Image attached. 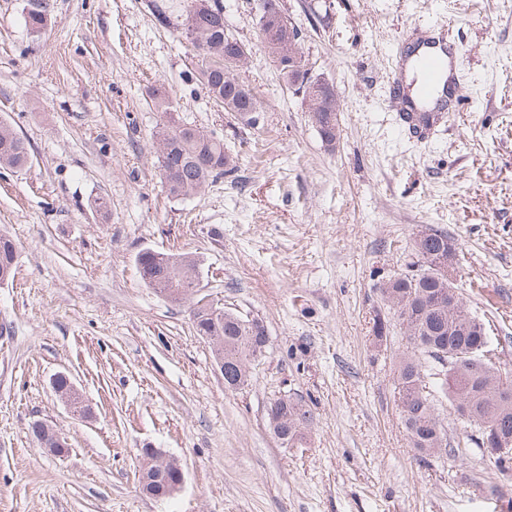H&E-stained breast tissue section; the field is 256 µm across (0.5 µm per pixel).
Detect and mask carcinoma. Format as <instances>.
I'll use <instances>...</instances> for the list:
<instances>
[{"label":"carcinoma","mask_w":512,"mask_h":512,"mask_svg":"<svg viewBox=\"0 0 512 512\" xmlns=\"http://www.w3.org/2000/svg\"><path fill=\"white\" fill-rule=\"evenodd\" d=\"M184 18L191 19L197 31L192 41L201 62V76L208 93L224 104V111L237 113L242 124L251 126L262 104L252 92H242L231 84L224 64L210 57L216 47L231 56L237 44L224 28V5L220 0H192ZM155 108L166 121L157 133L158 163L161 179L168 194L176 199L196 195L210 180L232 172L225 167L224 140L174 117L172 103L160 94L154 97ZM340 102L325 100L307 107L310 119L321 138L331 144L336 139V112ZM29 159L26 141L7 125L0 123V168H22ZM456 248L448 234L428 229L414 240V270L390 278L380 286L382 301L397 316L408 336L410 350L403 354L395 369L394 393L418 459L427 460L447 450L442 442L447 432L437 413L439 398L448 399L457 415L467 411L476 416L467 424L475 429L468 435L494 466L512 470V454L493 455L484 447V437L496 435L512 441V384L507 390L494 385L499 371L495 367V349L486 346L489 336L484 323L472 316L463 300L448 308V248ZM15 245L0 234V270H14ZM136 265L142 281L165 293L173 302L191 300L199 277L196 260L185 254H170L145 249L138 253ZM214 317L203 307L192 314L195 332L210 338L216 356L224 360V388L236 391L249 382V366L267 349L268 336L263 320L249 318L229 308ZM270 429L281 445L293 446L304 439L313 422L311 409L291 396L283 395L270 402L267 410ZM173 468L154 474L142 490L161 498L175 480Z\"/></svg>","instance_id":"carcinoma-1"}]
</instances>
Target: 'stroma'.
Segmentation results:
<instances>
[{
	"label": "stroma",
	"instance_id": "1",
	"mask_svg": "<svg viewBox=\"0 0 512 512\" xmlns=\"http://www.w3.org/2000/svg\"><path fill=\"white\" fill-rule=\"evenodd\" d=\"M152 2L49 0L36 35L31 0H0V121L30 149L26 167L0 169V234L16 244L0 285V512H503L512 472L482 458L449 402L451 450L419 462L394 394L409 344L397 318L380 344L373 323L416 235L445 232L458 291L512 373V0H281L312 75L338 93L331 145L267 59L254 0H224L250 50L236 76L263 105L252 126L209 97ZM441 20L464 97L419 141L387 92L390 54ZM158 88L235 162L186 199L160 180ZM146 248L194 257L200 294L264 321L247 387L225 389L189 304L141 281ZM62 373L91 416L55 393ZM284 394L315 416L293 448L267 424ZM36 421L67 455L38 447ZM148 444L184 469L169 497L138 485Z\"/></svg>",
	"mask_w": 512,
	"mask_h": 512
}]
</instances>
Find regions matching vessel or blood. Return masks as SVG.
Instances as JSON below:
<instances>
[{"label": "vessel or blood", "mask_w": 512, "mask_h": 512, "mask_svg": "<svg viewBox=\"0 0 512 512\" xmlns=\"http://www.w3.org/2000/svg\"><path fill=\"white\" fill-rule=\"evenodd\" d=\"M446 23H438L418 38L406 37L397 42L391 55L388 83L399 111L413 118L409 131L416 138H427L442 123L450 121V105L463 87L455 78L462 62L450 48ZM420 73L422 83L408 89L406 70Z\"/></svg>", "instance_id": "b4317fda"}]
</instances>
